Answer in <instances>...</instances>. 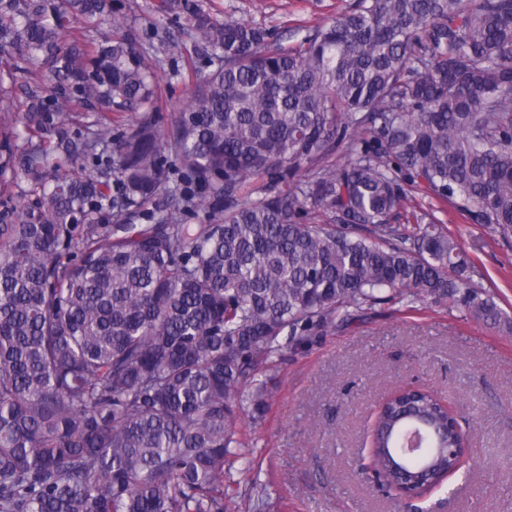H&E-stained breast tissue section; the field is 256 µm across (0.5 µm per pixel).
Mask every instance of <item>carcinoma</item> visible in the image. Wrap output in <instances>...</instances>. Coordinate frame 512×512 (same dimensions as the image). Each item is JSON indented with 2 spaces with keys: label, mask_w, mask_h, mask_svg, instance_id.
Listing matches in <instances>:
<instances>
[{
  "label": "carcinoma",
  "mask_w": 512,
  "mask_h": 512,
  "mask_svg": "<svg viewBox=\"0 0 512 512\" xmlns=\"http://www.w3.org/2000/svg\"><path fill=\"white\" fill-rule=\"evenodd\" d=\"M159 9L217 61L164 128L157 60L112 0H0V112L21 113L0 124V512H224L237 412L315 330L426 298L512 332L405 206L512 231V0H359L291 48L196 0ZM69 112L133 120L76 140ZM20 181L35 205L11 204ZM412 423L435 435L422 461L399 452ZM461 445L425 392L373 427L391 482L437 484Z\"/></svg>",
  "instance_id": "1"
}]
</instances>
